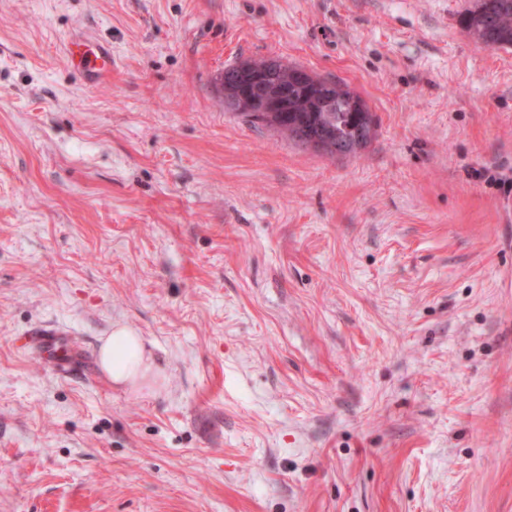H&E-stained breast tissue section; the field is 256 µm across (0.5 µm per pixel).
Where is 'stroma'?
Masks as SVG:
<instances>
[{
    "label": "stroma",
    "instance_id": "1",
    "mask_svg": "<svg viewBox=\"0 0 512 512\" xmlns=\"http://www.w3.org/2000/svg\"><path fill=\"white\" fill-rule=\"evenodd\" d=\"M470 5L0 0V512H512V48ZM268 58L370 145L225 110ZM117 324L152 385L102 371ZM80 39H72L65 45L70 66L73 71L90 84H94L112 73V53L100 48L98 54L90 58L82 49Z\"/></svg>",
    "mask_w": 512,
    "mask_h": 512
}]
</instances>
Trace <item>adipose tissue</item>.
I'll use <instances>...</instances> for the list:
<instances>
[{
	"instance_id": "ef3b65f1",
	"label": "adipose tissue",
	"mask_w": 512,
	"mask_h": 512,
	"mask_svg": "<svg viewBox=\"0 0 512 512\" xmlns=\"http://www.w3.org/2000/svg\"><path fill=\"white\" fill-rule=\"evenodd\" d=\"M100 366L113 384L136 388L154 383L156 364L145 353L141 336L125 326L115 327L99 351Z\"/></svg>"
}]
</instances>
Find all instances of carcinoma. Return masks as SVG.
<instances>
[{"instance_id": "carcinoma-1", "label": "carcinoma", "mask_w": 512, "mask_h": 512, "mask_svg": "<svg viewBox=\"0 0 512 512\" xmlns=\"http://www.w3.org/2000/svg\"><path fill=\"white\" fill-rule=\"evenodd\" d=\"M460 25L473 40L486 47H512V0H472V5L462 15ZM271 60L246 61L230 66L236 74L227 79L233 83L243 74L266 75V86L290 85L294 81L295 65L277 61L270 68ZM309 85L291 91L286 112H246L244 116L259 122L281 136L304 147L316 139L334 146L329 155L349 156L365 148L374 137L375 119L370 111L354 112L355 103L364 100L342 84L322 93L325 80L312 76Z\"/></svg>"}]
</instances>
